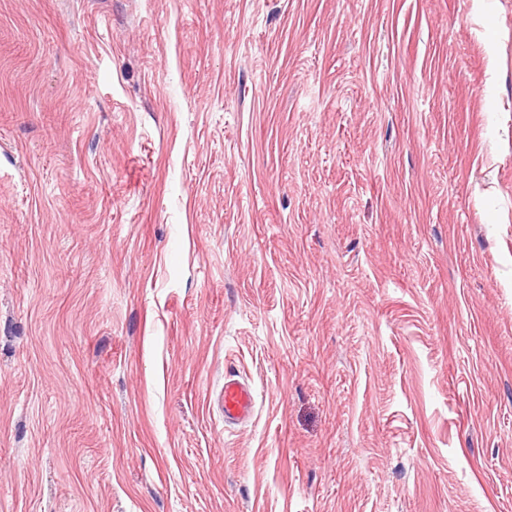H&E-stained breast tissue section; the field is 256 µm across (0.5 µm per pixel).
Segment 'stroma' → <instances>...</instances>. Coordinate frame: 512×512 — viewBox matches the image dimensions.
<instances>
[{
    "label": "stroma",
    "mask_w": 512,
    "mask_h": 512,
    "mask_svg": "<svg viewBox=\"0 0 512 512\" xmlns=\"http://www.w3.org/2000/svg\"><path fill=\"white\" fill-rule=\"evenodd\" d=\"M0 512H512V0H0ZM225 425H236L251 420L255 412L256 397L253 389L231 375H224L221 391Z\"/></svg>",
    "instance_id": "stroma-1"
}]
</instances>
